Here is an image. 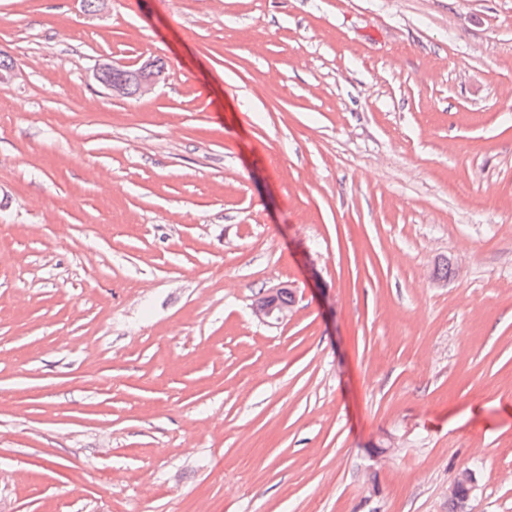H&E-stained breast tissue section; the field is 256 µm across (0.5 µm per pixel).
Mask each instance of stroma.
Returning <instances> with one entry per match:
<instances>
[{"label": "stroma", "mask_w": 512, "mask_h": 512, "mask_svg": "<svg viewBox=\"0 0 512 512\" xmlns=\"http://www.w3.org/2000/svg\"><path fill=\"white\" fill-rule=\"evenodd\" d=\"M0 51V512H512V0H0ZM121 66L130 67L126 65H117L116 61L109 58H104L101 63L98 64L96 69L95 77L103 84L108 90L111 91L112 97H128L131 96V85L130 81L125 78H113L112 73L121 70ZM131 68V67H130ZM160 67L152 61H147L134 68L135 94L143 96L154 90L165 79V66L160 60H156ZM290 285H282L279 288L269 291L265 295L256 298L253 304L255 315L261 320L269 323H282L288 320L290 305L293 303V295ZM284 291V292H282ZM282 294L280 295V293ZM282 303L287 304L284 305Z\"/></svg>", "instance_id": "1"}]
</instances>
